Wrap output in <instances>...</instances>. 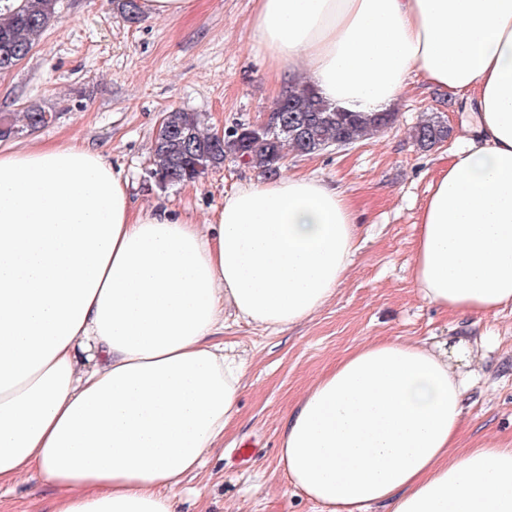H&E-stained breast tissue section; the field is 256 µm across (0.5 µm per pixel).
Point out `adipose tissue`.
<instances>
[{"label":"adipose tissue","instance_id":"adipose-tissue-1","mask_svg":"<svg viewBox=\"0 0 512 512\" xmlns=\"http://www.w3.org/2000/svg\"><path fill=\"white\" fill-rule=\"evenodd\" d=\"M253 28L276 82L347 112L388 111L414 73L463 98L414 283L460 315L512 304V0H259ZM357 248L348 197L314 177L233 192L200 226L132 210L97 151L0 147V486L35 471L52 512H174L238 411L227 317L300 323ZM474 359L461 339L352 349L282 421L293 487L326 512H512V441L457 449Z\"/></svg>","mask_w":512,"mask_h":512}]
</instances>
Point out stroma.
<instances>
[{"mask_svg":"<svg viewBox=\"0 0 512 512\" xmlns=\"http://www.w3.org/2000/svg\"><path fill=\"white\" fill-rule=\"evenodd\" d=\"M257 8V0H198L190 15L131 24L115 0H60L29 55L0 74V113L31 106L54 113L18 143L100 151L126 179L134 208L162 205L190 223H211L225 195L261 174L230 154L200 181L162 190L148 177L151 145L172 108L198 113L211 131L255 123L272 110L278 96L254 39ZM395 113L391 128L372 138L286 157L282 174L321 179L349 197L360 248L335 297L313 318L284 331L242 320L225 328L224 344L246 370L239 413L177 489L179 512H325L279 464L282 418L314 378L369 340H481L459 445L512 438V306L474 323L428 304L413 280L419 215L456 148L460 114L447 94L415 76ZM429 116L441 117L450 135L423 150L412 130ZM55 497L32 474L0 489V512H50Z\"/></svg>","mask_w":512,"mask_h":512,"instance_id":"1","label":"stroma"}]
</instances>
